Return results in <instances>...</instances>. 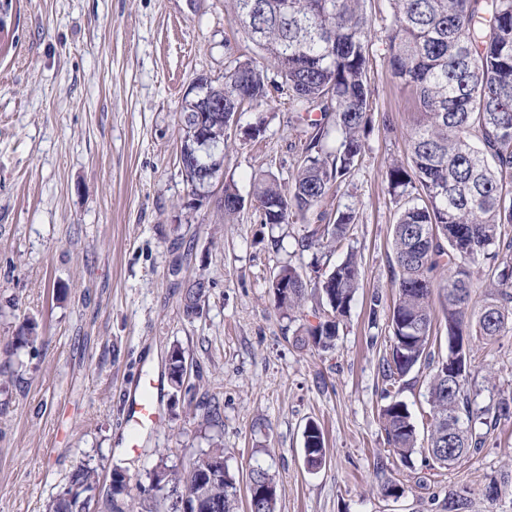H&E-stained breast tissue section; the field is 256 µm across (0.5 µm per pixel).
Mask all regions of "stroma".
<instances>
[{"label": "stroma", "instance_id": "stroma-1", "mask_svg": "<svg viewBox=\"0 0 512 512\" xmlns=\"http://www.w3.org/2000/svg\"><path fill=\"white\" fill-rule=\"evenodd\" d=\"M372 21L367 72L372 122L361 164L320 204L351 205L344 246L300 251L304 223L265 224L252 205L234 216L208 201L191 208L179 164L183 99L197 77L219 85L235 60L256 57L227 0H0V512H45L82 463L98 466L110 494L113 466L130 477L136 512H168L150 475L179 468L221 443L248 512V474L268 466L277 512H438L435 496L466 491L469 512H512V492L485 497L489 480L512 476V420L451 469L403 466L381 426L380 364L393 302L391 227L401 204L387 191L391 164L410 165L406 139L416 102L387 67L389 0H364ZM258 137H250L255 125ZM311 129L286 95L237 113L224 141L222 179L251 197L262 175L291 181ZM362 259L352 308L333 350L298 348L300 326L328 309L309 298L293 316L275 304L280 267L328 272L346 251ZM205 278L198 315L184 288ZM377 309L379 327L369 328ZM44 338L12 349L19 325ZM180 346L191 392L165 380ZM475 410L512 392V332L470 343ZM163 377L160 420L128 447L123 393L140 375ZM428 368L401 394L419 437L429 430ZM218 400L222 417L200 424L197 403ZM317 422L326 460L308 470L303 430ZM404 492L383 497L377 466Z\"/></svg>", "mask_w": 512, "mask_h": 512}]
</instances>
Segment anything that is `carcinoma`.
Segmentation results:
<instances>
[{"instance_id":"carcinoma-1","label":"carcinoma","mask_w":512,"mask_h":512,"mask_svg":"<svg viewBox=\"0 0 512 512\" xmlns=\"http://www.w3.org/2000/svg\"><path fill=\"white\" fill-rule=\"evenodd\" d=\"M245 35L261 54V61H237L224 73V87L210 86L224 108L196 96L185 100L183 114L214 115V146L197 150L189 122L180 145L181 171L190 187H199V167L224 163L223 112L268 101L271 89L288 91V108L312 129L302 148V159L292 186L286 188L267 175L255 184L254 203L265 224L308 220L333 188H341L365 152L363 136L371 124L367 80V43L371 22L361 0H231ZM394 26L389 39L391 75L408 87L417 104L408 134L412 166L394 164L386 171L393 195L408 188L419 191L404 203L392 225L395 259V299L388 316L391 339L382 359L384 393L414 369L433 371L428 382L430 430L427 447H418L416 425L408 405L394 395L380 412L387 443L406 466L421 453L432 465L448 469L480 449L472 432L474 411L469 388L471 336L487 342L512 332V0H391ZM272 65L282 78L273 85L264 66ZM338 134L334 154L324 152L331 132ZM233 179L224 180V214L244 207ZM356 210L336 209L331 224L302 237V250L333 247L345 240ZM492 263L494 291L483 304L471 305L474 285L469 264ZM361 277V265L352 252L313 287L296 267L281 266L271 283L277 306L291 315L313 291L331 309L316 324L302 326L299 345L327 351L335 346L342 318L351 308ZM442 291L446 355H435L432 296ZM207 286L197 279L185 288L183 304L194 314L206 297ZM42 337L33 321L21 325L13 345L34 348ZM183 351H170L168 375L175 389ZM512 418V396L497 401L491 426ZM304 457L312 469L325 457L324 438L313 422L304 432ZM162 479L151 488L165 492L171 512L176 496L192 495V512H237V484L229 471H216L199 481L191 468L160 465ZM248 478L249 512H276L277 483L269 470L255 466ZM380 491L400 497L401 485L379 468ZM125 470L112 469L110 512H129L125 501ZM98 469L81 464L46 512H97ZM464 491L448 489L443 512H467Z\"/></svg>"}]
</instances>
